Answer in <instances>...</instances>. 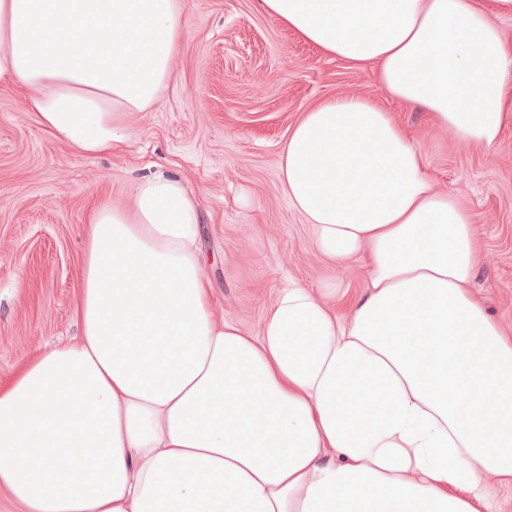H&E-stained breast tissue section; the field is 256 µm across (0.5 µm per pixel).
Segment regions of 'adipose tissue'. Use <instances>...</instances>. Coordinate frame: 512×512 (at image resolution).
<instances>
[{
    "label": "adipose tissue",
    "mask_w": 512,
    "mask_h": 512,
    "mask_svg": "<svg viewBox=\"0 0 512 512\" xmlns=\"http://www.w3.org/2000/svg\"><path fill=\"white\" fill-rule=\"evenodd\" d=\"M260 0L325 57L464 149L512 117V0ZM183 0H0V84L71 151L112 152L157 102ZM283 190L319 258L367 269L280 288L258 335L212 311L199 202L139 180L87 222L72 341L0 388V501L19 512H500L512 488V334L470 285L469 212L434 190L393 114L362 96L302 112Z\"/></svg>",
    "instance_id": "ef3b65f1"
}]
</instances>
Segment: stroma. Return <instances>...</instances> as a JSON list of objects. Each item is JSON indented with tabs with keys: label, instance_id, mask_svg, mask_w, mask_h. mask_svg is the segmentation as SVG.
Here are the masks:
<instances>
[{
	"label": "stroma",
	"instance_id": "obj_1",
	"mask_svg": "<svg viewBox=\"0 0 512 512\" xmlns=\"http://www.w3.org/2000/svg\"><path fill=\"white\" fill-rule=\"evenodd\" d=\"M187 32L159 101L128 118L106 155L73 153L27 112L25 89L0 87V386L50 345L79 334L74 317L92 204L128 198L155 172L200 201L201 248L214 311L257 333L285 280L340 282L337 309L360 295L363 264L330 271L282 187L280 155L302 112L339 95L376 99L420 147L435 189L460 198L492 263L474 291L512 330V122L487 151L455 145L424 112L385 98L373 66L322 56L259 0H186Z\"/></svg>",
	"mask_w": 512,
	"mask_h": 512
}]
</instances>
